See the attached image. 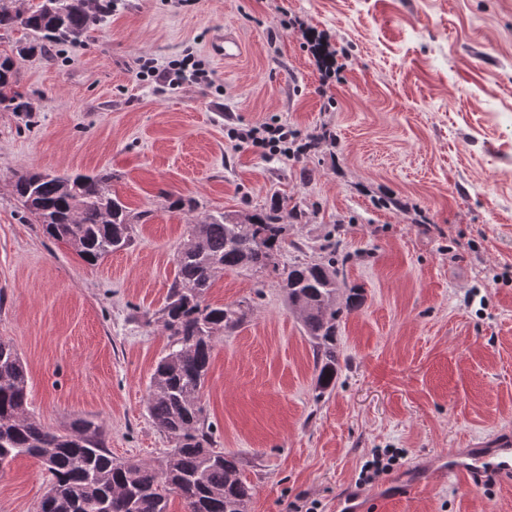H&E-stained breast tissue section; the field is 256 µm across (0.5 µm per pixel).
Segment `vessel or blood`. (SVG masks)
Masks as SVG:
<instances>
[{"label":"vessel or blood","instance_id":"vessel-or-blood-1","mask_svg":"<svg viewBox=\"0 0 512 512\" xmlns=\"http://www.w3.org/2000/svg\"><path fill=\"white\" fill-rule=\"evenodd\" d=\"M432 476L455 479L459 489L471 494L479 492L486 481L512 482V439L484 444L460 455L446 451L435 457Z\"/></svg>","mask_w":512,"mask_h":512}]
</instances>
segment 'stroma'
Instances as JSON below:
<instances>
[{
    "instance_id": "stroma-1",
    "label": "stroma",
    "mask_w": 512,
    "mask_h": 512,
    "mask_svg": "<svg viewBox=\"0 0 512 512\" xmlns=\"http://www.w3.org/2000/svg\"><path fill=\"white\" fill-rule=\"evenodd\" d=\"M301 17L341 66L324 80ZM234 28L233 63L211 45ZM203 57L214 85L158 94L139 57ZM31 113L0 107V340L28 373L27 410L51 429L84 419L120 460L157 464L174 441L147 410L171 349L161 319L176 255L216 211L287 197L286 242L260 272L219 275L206 299L247 306L213 338L200 403L253 487L248 512H320L354 492L363 462L398 448L397 473L512 432V0H122L84 43L16 58ZM287 121L332 141L303 156L234 147L226 118ZM27 171L112 176L132 242L97 265L45 233L14 190ZM193 207L172 208L176 199ZM341 242L334 390L317 396L313 344L284 266ZM48 477L0 468V512H39ZM366 512H512V485L464 494L429 479Z\"/></svg>"
}]
</instances>
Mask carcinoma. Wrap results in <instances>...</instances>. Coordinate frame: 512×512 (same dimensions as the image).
<instances>
[{"label":"carcinoma","instance_id":"1","mask_svg":"<svg viewBox=\"0 0 512 512\" xmlns=\"http://www.w3.org/2000/svg\"><path fill=\"white\" fill-rule=\"evenodd\" d=\"M92 14L89 0H56L49 12L40 2L21 10L16 0H0V31L21 28L30 38L20 56L47 52L48 45L87 36ZM14 63L0 61V105L15 112L32 107L17 89ZM112 176H57L39 172L18 177V198L46 233L78 248L95 265L131 242V220L125 204L112 193ZM286 199H276L239 220L217 211L193 225L192 238L177 257V273L161 309L172 338L171 351L157 363L150 381L148 411L175 441L174 450L157 467L121 461L104 448L98 427L89 421L69 430H52L26 409L28 374L13 346L0 340V461L19 456L40 460L49 485L40 512H168L169 497L180 495L186 512H247L253 487L241 478L236 455L213 447L199 393L209 372L211 340L219 331L236 329L245 313L241 305L205 302L217 274L227 270H259L281 251L286 225L281 213ZM348 255L333 250L320 262H295L283 270L288 303L302 304L318 370L317 397L336 386L340 362L336 319L362 305L350 293L344 308L336 306L340 267Z\"/></svg>","mask_w":512,"mask_h":512}]
</instances>
